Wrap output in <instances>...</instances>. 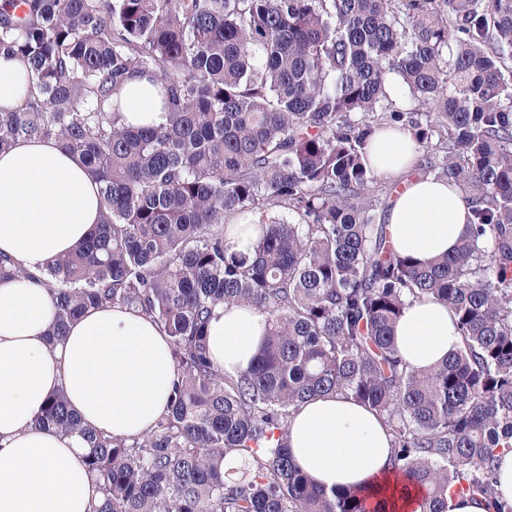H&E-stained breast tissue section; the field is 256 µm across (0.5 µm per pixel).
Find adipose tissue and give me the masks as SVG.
Returning <instances> with one entry per match:
<instances>
[{
    "label": "adipose tissue",
    "mask_w": 512,
    "mask_h": 512,
    "mask_svg": "<svg viewBox=\"0 0 512 512\" xmlns=\"http://www.w3.org/2000/svg\"><path fill=\"white\" fill-rule=\"evenodd\" d=\"M28 86L26 65L0 54V112L19 110ZM122 99L127 124L161 122L152 79L132 78ZM368 161L395 183L384 213L395 250L423 263L452 252L469 231L468 205L456 185L413 174L409 133H377ZM102 220L99 185L79 156L37 139L0 152V253L22 270L0 279V512H91L99 501L81 437L35 424L56 393L65 394L84 426L127 438L147 432L168 404L176 378L168 340L137 313L91 309L61 342L48 340L55 306L40 280L43 267ZM268 330L266 316L253 308H217L207 336L214 367L232 375L245 370ZM395 340L418 370L445 360L461 342L447 304L430 297L406 307ZM288 450L325 488L368 490L377 512H420V490L390 464L382 418L352 398L301 405L289 424Z\"/></svg>",
    "instance_id": "adipose-tissue-1"
}]
</instances>
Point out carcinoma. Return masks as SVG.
I'll return each mask as SVG.
<instances>
[{"instance_id": "carcinoma-1", "label": "carcinoma", "mask_w": 512, "mask_h": 512, "mask_svg": "<svg viewBox=\"0 0 512 512\" xmlns=\"http://www.w3.org/2000/svg\"><path fill=\"white\" fill-rule=\"evenodd\" d=\"M0 51L31 74L0 112V151L53 138L100 183L104 223L45 266L50 340L121 305L164 331L176 367L143 437L83 426L62 393L36 419L83 437L94 512H370L365 491L328 492L288 453L292 412L325 395L383 417L421 512L450 494L512 512L495 488L512 448V0H0ZM137 74L160 82L157 126L123 121ZM394 78L416 107L389 101ZM384 127L470 205L453 255L418 262L376 223L389 189L365 156ZM248 218L244 253L224 229ZM423 297L462 343L415 370L394 330ZM230 304L269 323L235 375L207 347Z\"/></svg>"}]
</instances>
